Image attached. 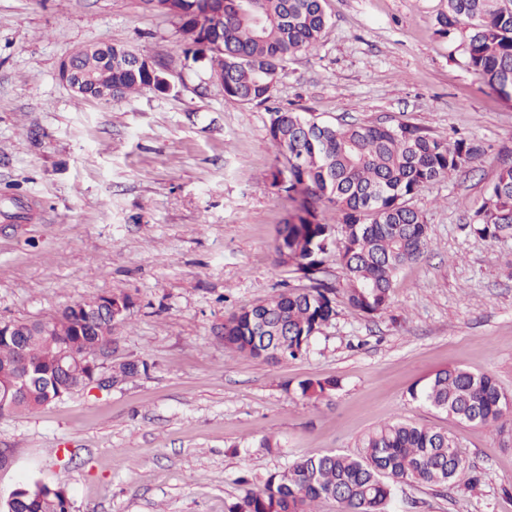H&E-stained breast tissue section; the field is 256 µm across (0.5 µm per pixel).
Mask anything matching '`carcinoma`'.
Instances as JSON below:
<instances>
[{
	"instance_id": "1",
	"label": "carcinoma",
	"mask_w": 512,
	"mask_h": 512,
	"mask_svg": "<svg viewBox=\"0 0 512 512\" xmlns=\"http://www.w3.org/2000/svg\"><path fill=\"white\" fill-rule=\"evenodd\" d=\"M151 10L176 17L189 39L185 53L205 60L224 89V99L241 105H263L273 94L279 69L301 52L315 48L327 25L325 0H143ZM467 24L462 42L466 64L502 98L512 99V0H446L438 16L445 34ZM112 66H99L95 53L80 60L97 72V86L126 96L144 88L163 89V73L132 68V51L110 46ZM268 136L285 160L272 172L296 202L277 230L278 265L287 267L308 287H293L269 299L244 306L224 321V347L265 361L295 358L306 352L323 327L335 319L336 290L322 279L332 240V225L322 222L317 203L335 207L336 223L345 233L336 257L345 277L343 296L355 311L368 316L386 309L394 278L427 248V225L409 200L427 183L457 170L479 153L465 141L453 143L422 128L399 123L336 126L300 112L270 113ZM474 232L491 238L512 234V163L503 165L488 198L476 212ZM115 321L66 325L70 314L34 322L31 336L0 338V384L16 370L28 376V387L14 406L0 411L37 410L48 397H67L93 378L85 366L69 368L64 384L51 379L58 345L79 357L99 359L114 343L116 326L126 319L128 296L116 298ZM147 370V363L112 367V382ZM302 394L321 398L337 387L334 379H308ZM412 399L476 426L512 419V398L486 373L460 367L436 371L410 389ZM466 478L476 489L473 472L450 433L402 420L369 432L360 452L339 451L303 457L246 491L228 512H313L309 505L333 499L340 512H392L395 487L401 483L451 486ZM69 499L60 487L22 486L0 512H67Z\"/></svg>"
}]
</instances>
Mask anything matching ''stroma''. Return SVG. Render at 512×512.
<instances>
[{
    "mask_svg": "<svg viewBox=\"0 0 512 512\" xmlns=\"http://www.w3.org/2000/svg\"><path fill=\"white\" fill-rule=\"evenodd\" d=\"M443 0H326L316 49L280 71L271 101L225 102L184 53L177 19L142 0H0V322L46 319L100 295L133 305L109 364L143 374L0 416V502L35 482L71 512H228L249 485L317 452L355 454L392 419L447 430L480 472L402 485L394 512H512V422L472 426L409 395L446 367L493 375L512 397V238L471 232L503 163L512 101L442 36ZM124 46L161 64L167 92L108 102L75 94L73 49ZM288 109L334 124L409 123L480 148L414 196L428 245L394 280L387 309L338 315L300 357L225 349V318L300 281L274 261L294 203L271 173L267 135ZM333 378L328 397L306 379Z\"/></svg>",
    "mask_w": 512,
    "mask_h": 512,
    "instance_id": "35a3bbf8",
    "label": "stroma"
}]
</instances>
